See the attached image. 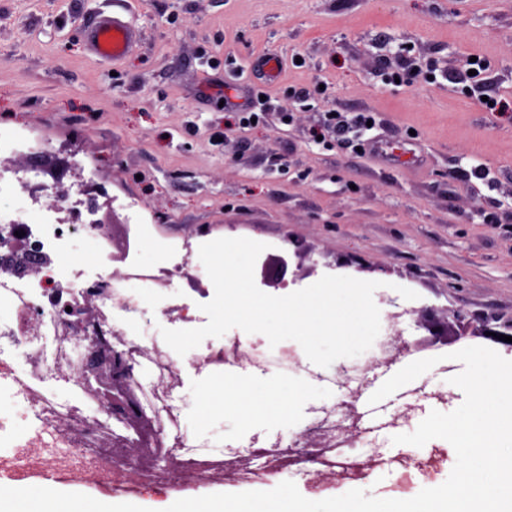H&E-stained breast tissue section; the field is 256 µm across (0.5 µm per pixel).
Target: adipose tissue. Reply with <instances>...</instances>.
I'll return each mask as SVG.
<instances>
[{"label":"adipose tissue","mask_w":512,"mask_h":512,"mask_svg":"<svg viewBox=\"0 0 512 512\" xmlns=\"http://www.w3.org/2000/svg\"><path fill=\"white\" fill-rule=\"evenodd\" d=\"M181 368L195 390L192 411L198 423L228 419L241 438L260 446L268 444L270 429L289 433L298 427L305 406L332 396L314 381L271 379L247 372L226 379L196 374L186 362Z\"/></svg>","instance_id":"obj_1"}]
</instances>
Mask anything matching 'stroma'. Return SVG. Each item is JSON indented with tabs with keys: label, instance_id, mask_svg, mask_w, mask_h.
Wrapping results in <instances>:
<instances>
[{
	"label": "stroma",
	"instance_id": "35a3bbf8",
	"mask_svg": "<svg viewBox=\"0 0 512 512\" xmlns=\"http://www.w3.org/2000/svg\"><path fill=\"white\" fill-rule=\"evenodd\" d=\"M120 6L136 36L112 62L90 52L86 33ZM261 55L278 59L275 75L258 65ZM473 57L484 71L459 81ZM404 58L419 69L398 82L392 74ZM486 96L512 105V0H0V129L36 141L11 164L39 169L44 204L59 186L98 192L116 255L126 245L129 213L119 200L127 195L141 199L139 220L157 239L206 233L265 243L255 282L274 296L327 274L378 282L381 315L396 314V330L419 345L411 360L446 358L418 387L462 372L452 354L483 345L475 331L484 321L512 322V108L488 110ZM239 108L259 122L238 127ZM362 110L375 118L373 136L410 144L416 161L358 152L354 131L313 141L327 113ZM193 278L212 289L190 264L144 335L157 341L161 328L182 326L179 304ZM403 287L416 299H404ZM458 311L474 331L459 341ZM425 314L449 335L418 327ZM374 376L358 402L366 433L344 449L378 451L384 463L357 486L407 499L441 485L456 462L447 441L426 443L440 466L405 486L390 466L401 455L392 438L428 411H453L463 392L439 402L402 388L376 411L369 399L387 374ZM54 482L151 512L176 495L276 485L237 476L191 479L176 491L100 485L67 463Z\"/></svg>",
	"mask_w": 512,
	"mask_h": 512
}]
</instances>
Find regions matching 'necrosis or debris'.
Instances as JSON below:
<instances>
[{"label":"necrosis or debris","instance_id":"necrosis-or-debris-1","mask_svg":"<svg viewBox=\"0 0 512 512\" xmlns=\"http://www.w3.org/2000/svg\"><path fill=\"white\" fill-rule=\"evenodd\" d=\"M56 195L65 201L67 210L77 214V222L60 223L32 199L22 209L0 211V236L27 230L30 248L45 254L67 250L72 237L94 238L100 246L98 274L92 280L68 281L49 263L39 279L31 280L14 266L0 264V384L13 387L31 423L19 438L14 434L13 416L0 414V469L53 471L61 463L60 449L65 448L99 482L180 487L186 443L184 436L174 432L178 418L172 401L175 385L166 383L154 402L145 405L137 404L134 394L140 374L149 365L174 373L179 358L166 343L141 345L125 339L120 328L125 315L143 314L132 296L134 286L168 287L174 271L166 267L156 275L146 272L133 257L125 276L114 275L108 225L95 222L87 200L64 188L57 189ZM389 354L388 341L383 338L365 361L350 366L344 376H337L331 367L317 375L329 384L342 380L353 404L368 368L381 366ZM288 355L287 346L273 347L261 341L249 353L236 346L212 349L192 364L212 369L236 359L265 371ZM60 378L81 389L83 406H64L46 396V386ZM138 418L148 427L139 440V453L112 456L107 440L113 421ZM302 440L314 467L337 474L342 481L351 479L358 461L341 451L344 439L337 432L335 411L313 421ZM157 457L169 460L167 474L152 466Z\"/></svg>","mask_w":512,"mask_h":512}]
</instances>
